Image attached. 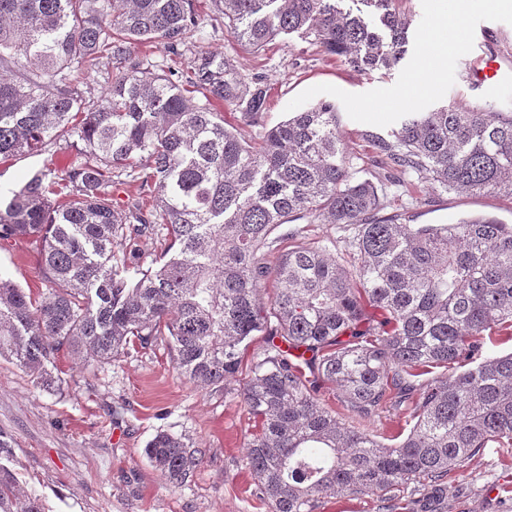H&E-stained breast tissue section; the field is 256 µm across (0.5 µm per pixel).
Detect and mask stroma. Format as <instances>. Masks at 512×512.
<instances>
[{"mask_svg": "<svg viewBox=\"0 0 512 512\" xmlns=\"http://www.w3.org/2000/svg\"><path fill=\"white\" fill-rule=\"evenodd\" d=\"M463 23L475 30L473 48H449L425 67L431 35L443 26L448 0H400L417 38L408 63L392 70L358 72L298 34H281L254 53L223 27L205 23L180 56L163 47L140 48L149 62L187 69L204 47L224 53L247 76H265L269 86L267 125L321 102L335 105L339 130L354 163L372 167L369 135L389 137L406 110L411 71L427 91L415 111L456 102L468 107L484 98L512 106V6L500 0H466ZM498 46L500 79L489 92L470 88L461 61L470 51ZM75 157L71 150L21 155L0 163V200L9 201L24 177L45 169L62 175ZM425 198L422 206L412 205ZM392 209H407L415 224H449L473 214L512 222V200L457 192H432L428 183L390 187ZM34 240L0 241V276L33 292L45 291L38 276ZM58 388L45 391L14 361L0 358V434L12 440L1 461L25 494L40 498L44 512H271L245 465L244 443L254 430L233 395L202 389L179 374L166 343L130 352L110 363L84 361L75 352L55 359ZM203 448L205 456L181 486L170 484L144 449L158 432ZM443 512H512V455L487 448L444 481Z\"/></svg>", "mask_w": 512, "mask_h": 512, "instance_id": "35a3bbf8", "label": "stroma"}]
</instances>
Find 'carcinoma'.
Masks as SVG:
<instances>
[{
  "label": "carcinoma",
  "mask_w": 512,
  "mask_h": 512,
  "mask_svg": "<svg viewBox=\"0 0 512 512\" xmlns=\"http://www.w3.org/2000/svg\"><path fill=\"white\" fill-rule=\"evenodd\" d=\"M342 2L212 0L209 20L254 52L299 32L355 71L406 58L398 0ZM199 20L194 0H0V160L83 144L64 176L36 173L0 206V241L38 240L48 284L34 298L0 277V356L51 389L47 364L63 348L110 362L162 341L186 380L226 390L241 346L266 337L236 397L255 422L246 464L272 512L384 501L491 443L512 449V353L483 352L488 330L512 339V224H406L385 193L414 178L512 198V112H407L390 138L371 136L372 173L346 156L329 102L269 127L263 76L208 50L185 71L135 55L143 42L179 55ZM104 56L120 71L96 97L73 73ZM221 105L261 141L224 126ZM115 183L138 200L114 203ZM300 220L338 225L352 260L282 231ZM160 228L177 254L143 270L136 241ZM285 236L294 245L281 252ZM326 384L357 421L391 411L409 433L386 444L342 422L320 401ZM145 455L181 485L202 449L159 432ZM0 512H43L1 465ZM386 506L376 496H338L316 510V512H389L382 509Z\"/></svg>",
  "instance_id": "cac0c4a2"
}]
</instances>
